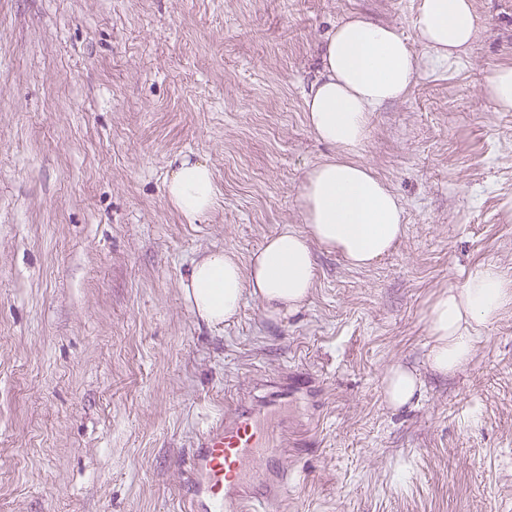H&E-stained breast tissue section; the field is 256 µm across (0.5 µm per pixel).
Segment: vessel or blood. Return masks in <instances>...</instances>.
<instances>
[{"instance_id":"vessel-or-blood-1","label":"vessel or blood","mask_w":512,"mask_h":512,"mask_svg":"<svg viewBox=\"0 0 512 512\" xmlns=\"http://www.w3.org/2000/svg\"><path fill=\"white\" fill-rule=\"evenodd\" d=\"M273 431L244 404L202 431L183 466L184 512H271L288 477Z\"/></svg>"}]
</instances>
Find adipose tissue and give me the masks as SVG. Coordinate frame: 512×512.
Here are the masks:
<instances>
[{
	"label": "adipose tissue",
	"mask_w": 512,
	"mask_h": 512,
	"mask_svg": "<svg viewBox=\"0 0 512 512\" xmlns=\"http://www.w3.org/2000/svg\"><path fill=\"white\" fill-rule=\"evenodd\" d=\"M481 25L475 0H419L414 38L353 14L336 23L319 45L320 70L303 93L306 124L333 153L308 172L299 204L304 229L283 226L248 261L230 250L194 260L182 290L192 314L211 328L227 324L245 297L267 317L293 313L310 300L315 251L340 255L357 270L369 269L404 232V208L390 186L363 161L372 112L402 100L424 69L455 65ZM422 54H415L412 42ZM165 194L186 219L218 204L211 167L181 155L169 163ZM512 305V279L494 265L471 271L462 284L438 289L426 314L432 370L446 374L472 359L481 330ZM391 407L412 403L421 392L415 374L391 364L383 376Z\"/></svg>",
	"instance_id": "obj_1"
}]
</instances>
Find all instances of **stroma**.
I'll use <instances>...</instances> for the list:
<instances>
[{"label": "stroma", "instance_id": "1", "mask_svg": "<svg viewBox=\"0 0 512 512\" xmlns=\"http://www.w3.org/2000/svg\"><path fill=\"white\" fill-rule=\"evenodd\" d=\"M458 64L374 112L364 158L406 231L367 270L316 253L306 307L254 300L223 330L181 288L210 249L249 259L303 229L318 45L359 13L414 35L418 0H0V512H180L181 459L263 380L305 372L274 512H512V307L454 373L427 361L436 288L512 278V112L480 85L512 65V0ZM214 172L188 222L170 159ZM422 383L390 407L392 363Z\"/></svg>", "mask_w": 512, "mask_h": 512}]
</instances>
